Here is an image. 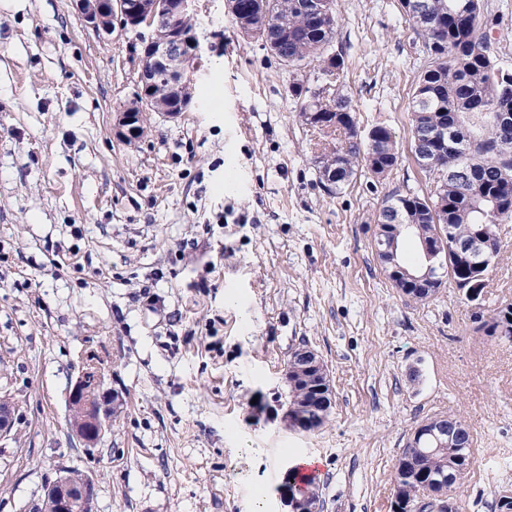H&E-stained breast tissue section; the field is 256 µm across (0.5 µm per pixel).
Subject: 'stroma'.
Wrapping results in <instances>:
<instances>
[{"label": "stroma", "instance_id": "stroma-1", "mask_svg": "<svg viewBox=\"0 0 512 512\" xmlns=\"http://www.w3.org/2000/svg\"><path fill=\"white\" fill-rule=\"evenodd\" d=\"M194 100L145 115L139 33L91 28L74 0H0V387L16 399L0 441V512H38L78 470L96 512H284L295 461L317 459L321 512H392L395 467L437 414L475 440L461 512H497L512 489V342L478 331L445 287L395 288L373 241L384 196L429 183L409 139L425 64L400 0H340V86L359 127L385 123L400 160L341 194L318 179L311 128L290 86L312 87L244 36L227 0H200ZM489 303L512 302V221ZM334 391L311 432L281 420L283 370L299 345ZM96 355L124 405L93 448L67 394ZM125 111L122 113V117L119 121V126L121 127L119 135L125 138H136L142 135L144 127L140 118V109L138 107H130Z\"/></svg>", "mask_w": 512, "mask_h": 512}]
</instances>
